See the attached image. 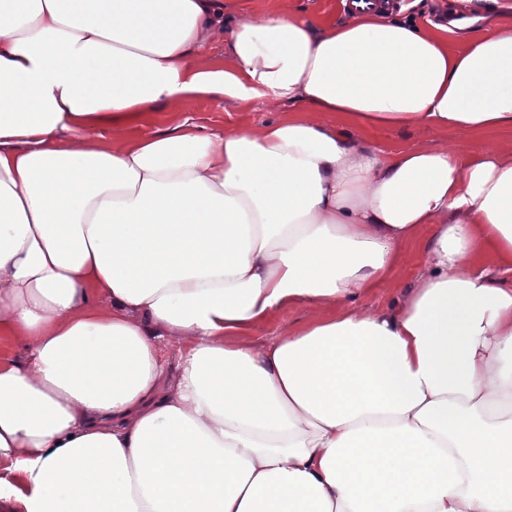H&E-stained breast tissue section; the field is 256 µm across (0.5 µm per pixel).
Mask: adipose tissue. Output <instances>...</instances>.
Segmentation results:
<instances>
[{
    "label": "adipose tissue",
    "instance_id": "1",
    "mask_svg": "<svg viewBox=\"0 0 512 512\" xmlns=\"http://www.w3.org/2000/svg\"><path fill=\"white\" fill-rule=\"evenodd\" d=\"M457 4L459 52L372 0H0V512H512V160L344 131H512V0ZM198 95L304 111L136 135ZM340 0H224V15L236 18L275 9L297 12L319 22H340L345 18ZM403 260L389 278L358 299L365 310H388L406 292L421 269L423 257L413 245L402 247ZM321 312H324V309L314 304L287 305L250 330L248 336H243V339L262 346L275 337L293 334Z\"/></svg>",
    "mask_w": 512,
    "mask_h": 512
}]
</instances>
